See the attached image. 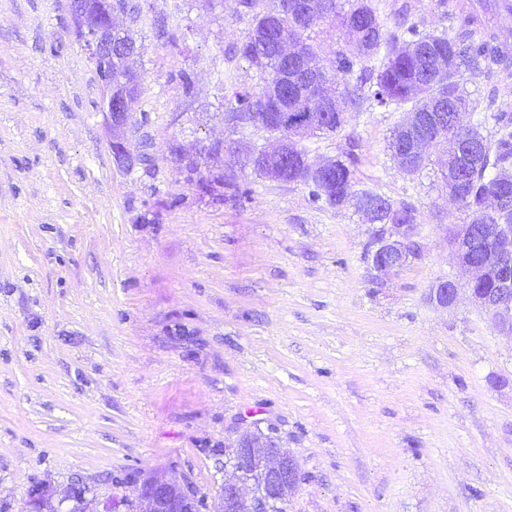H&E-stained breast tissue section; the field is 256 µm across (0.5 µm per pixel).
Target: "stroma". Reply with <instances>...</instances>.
<instances>
[{"label": "stroma", "instance_id": "35a3bbf8", "mask_svg": "<svg viewBox=\"0 0 512 512\" xmlns=\"http://www.w3.org/2000/svg\"><path fill=\"white\" fill-rule=\"evenodd\" d=\"M128 3L144 73L128 139L151 159L129 173L67 0H0V512L46 481L105 499L153 473L215 497L242 419L277 425L300 464L288 512H512V340L467 297L428 300L466 278L447 241L465 213L438 166L393 161L401 113L366 100L306 140L314 162L354 151L357 189L415 207L422 256L380 281L354 207L249 170L240 201L197 200L168 141L228 138L222 103L259 83L228 56L248 22L234 0ZM372 4L449 25L442 0ZM460 88L462 123L512 108V76ZM460 290L455 280L450 277L442 278L432 286L428 299L437 308L450 310L456 305Z\"/></svg>", "mask_w": 512, "mask_h": 512}]
</instances>
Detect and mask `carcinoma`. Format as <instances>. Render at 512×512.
I'll return each instance as SVG.
<instances>
[{"mask_svg": "<svg viewBox=\"0 0 512 512\" xmlns=\"http://www.w3.org/2000/svg\"><path fill=\"white\" fill-rule=\"evenodd\" d=\"M262 0H237L236 11L248 18L249 28L244 39L236 43L231 57L249 63L260 74L262 85L258 90L241 91L234 95V103L227 107L233 118L263 129L268 137L288 139L294 125L279 122L278 115L288 112L295 116L313 114L312 123L324 134H334L344 123L323 113L303 96L298 88L309 82L308 73L297 61L286 62L273 55L271 45L263 46L254 33L266 30L270 41L286 37L301 47L312 61L319 64L321 77L329 85H344V96L337 111L349 112L360 104L357 90L349 89L348 78L361 70L369 81L368 99L384 107L405 109L406 115L393 131L390 150L406 144L412 135L409 125L415 118L424 122L440 113L456 112L448 124V133L459 136L467 131L460 124L458 113L468 110L467 99L460 94V78L464 73L506 71L512 66V57L497 44V35L482 27L479 18L458 3L451 13L453 33H435L419 29L406 21L387 24L377 14L371 0H315V13L304 18L294 11L298 0H277L270 10L261 8ZM336 21L342 29L344 43L331 54H324L318 33L323 25ZM385 50L376 71H367L365 60ZM497 128V139L470 165L464 178L454 181V165L448 163L445 183L448 195L466 213V223L486 224L491 221L486 199L506 190L512 193V113L498 109L490 113ZM257 156L245 161L260 177L288 171L291 183L308 187L313 201L329 207H343L356 199L357 207L371 214L377 224H413L415 207L401 202L393 205L389 199L374 191L360 194L354 189L355 154L351 151L342 158L329 160L317 171L308 168L299 159L285 165L283 158L270 155L263 148H255ZM228 161L224 175L217 180L221 185L220 198L238 201L247 196L250 188L241 182L234 159L235 150L224 148Z\"/></svg>", "mask_w": 512, "mask_h": 512, "instance_id": "1", "label": "carcinoma"}]
</instances>
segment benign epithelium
<instances>
[{
    "label": "benign epithelium",
    "instance_id": "1",
    "mask_svg": "<svg viewBox=\"0 0 512 512\" xmlns=\"http://www.w3.org/2000/svg\"><path fill=\"white\" fill-rule=\"evenodd\" d=\"M94 10L89 0H69V9L84 50L103 88L102 112L111 133L110 147L118 168L131 171L141 156L128 147L126 132L132 113L127 106L138 84V70L131 67L116 87L112 81L113 34L121 29V13L112 0H100ZM488 139L452 140L450 155L458 157L457 169L471 163L484 151ZM170 154L177 172L186 177L206 168L220 174L224 166V141L184 144L176 139ZM370 245V268L381 275H396L413 257L412 246H421L419 224H374ZM448 241L458 263L468 273L467 292L471 304L487 317L495 331L512 340V224H452ZM499 273L497 287L479 289L490 270ZM459 284L450 277L438 280L430 289L429 301L449 310L459 298ZM227 464L236 477L222 480L218 489L219 512H288V500L300 487L302 473L297 460L282 447L277 429L261 428L241 435L224 449ZM83 500L84 512H118L120 504L101 501L91 491L79 492L70 485L58 489L41 485L29 500L30 512H72L71 505ZM137 512H200L201 503L185 477L151 475L136 483Z\"/></svg>",
    "mask_w": 512,
    "mask_h": 512
}]
</instances>
